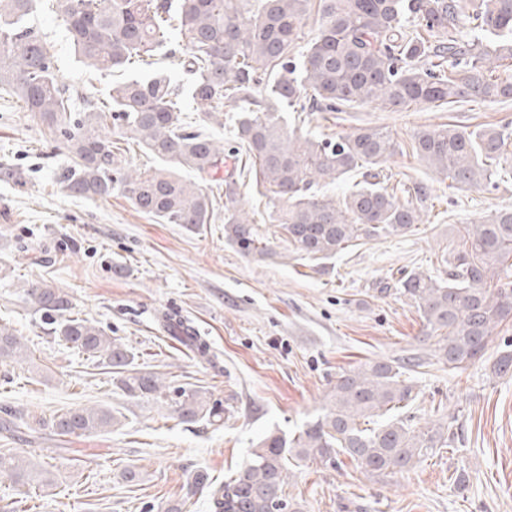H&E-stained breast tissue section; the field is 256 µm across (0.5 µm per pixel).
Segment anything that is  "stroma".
<instances>
[{
    "mask_svg": "<svg viewBox=\"0 0 512 512\" xmlns=\"http://www.w3.org/2000/svg\"><path fill=\"white\" fill-rule=\"evenodd\" d=\"M31 23L51 45L55 66L76 104L102 102L119 69L101 75L78 58L61 20L41 7ZM512 124V100L460 102L447 108L371 104L336 112L289 113L300 133L344 135L381 127L398 145L383 165L388 186L422 181L432 190L428 223L413 232L365 242L329 261L288 253L270 199L241 185L239 203L255 213L273 257L242 256L224 240V217L190 231L134 209L121 195L88 199L61 192L56 173L69 159L47 129L0 91V322L26 346L25 358L0 362V409L48 418L77 405L106 406L118 429L92 437L48 430L4 438L0 448L41 463L56 483L28 498L0 485V506L17 512H143L145 504L181 503L210 512V499L268 433L286 435L323 414L343 372L411 354L425 364L410 378L417 397L406 415L416 429L449 424V447L409 471L370 475L346 455L330 464L291 459L287 498L303 512H512V373L493 377L498 351L512 344V321L497 327L482 357L460 369L438 362L425 344L416 306L397 291L402 273L443 276L441 256L458 244L457 228L512 205V181L498 189L440 179L413 155L421 130ZM44 280L65 289L74 312L103 327L135 355V366L174 386L202 388L224 406L222 423L181 422L166 405L132 400L109 369L47 335L23 300V286ZM189 319L216 360L197 359L157 324L161 312ZM140 471L129 482L125 469ZM208 486L193 487L196 474Z\"/></svg>",
    "mask_w": 512,
    "mask_h": 512,
    "instance_id": "1",
    "label": "stroma"
}]
</instances>
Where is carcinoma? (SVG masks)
Here are the masks:
<instances>
[{"label": "carcinoma", "mask_w": 512, "mask_h": 512, "mask_svg": "<svg viewBox=\"0 0 512 512\" xmlns=\"http://www.w3.org/2000/svg\"><path fill=\"white\" fill-rule=\"evenodd\" d=\"M38 0H0V90L22 103L68 152L72 164L57 179L62 191L89 199L119 192L133 207L165 224L193 231L215 217V203L196 182L224 167V144L191 125L189 106L215 120L234 103L237 151L280 208L270 214L288 247L310 260H328L362 239L403 235L424 223L426 184L402 202L380 179L396 151L374 127L339 136L302 137L288 131V112H334L372 103L440 107L463 98L512 99V0H51L75 52L99 73L128 68L164 50L189 74L179 89L164 73L112 84L108 106L78 111L56 73L50 46L27 26ZM317 12L319 33L301 62L290 59L302 26ZM508 128L472 131L444 124L416 133L411 149L437 174L459 186L496 189L512 177L503 147ZM134 144L165 164L149 171L120 164ZM224 177V239L246 257L276 255L254 218L238 206L239 178ZM363 181L337 200L321 191L351 173ZM460 244L443 255L447 277L404 274L399 294L421 313L435 353L457 369L482 356L493 331L512 320V206L458 228ZM24 300L44 317L49 334L115 370L116 385L133 399L165 403L183 422L221 420L224 408L200 389L171 386L132 367L134 355L101 327L76 316L70 294L45 281L25 285ZM164 327L199 357L209 346L178 314ZM24 344L0 324V358H20ZM416 358L376 360L342 373L329 406L293 437L270 433L244 465L213 492L219 512H299L284 495L288 455L327 464L343 453L367 474L410 469L432 448L451 442L438 423L415 431L387 414L415 400L404 378ZM512 371V349L499 353L491 374ZM12 418L58 436L94 435L120 424L105 406H76L50 419ZM33 497L53 486L52 472L0 448V480Z\"/></svg>", "instance_id": "cac0c4a2"}]
</instances>
